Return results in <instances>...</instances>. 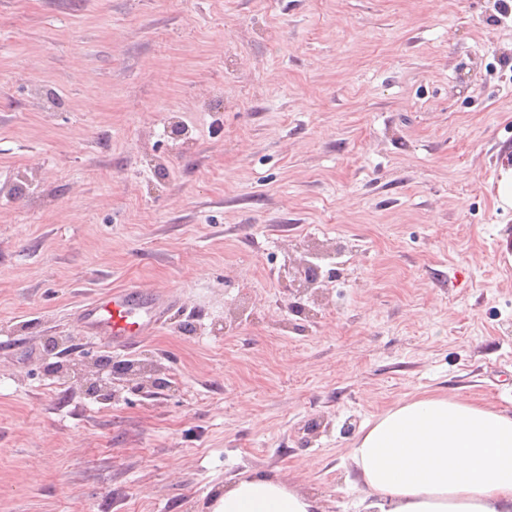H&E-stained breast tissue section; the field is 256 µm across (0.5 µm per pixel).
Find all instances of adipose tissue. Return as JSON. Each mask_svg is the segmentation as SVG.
I'll list each match as a JSON object with an SVG mask.
<instances>
[{
	"mask_svg": "<svg viewBox=\"0 0 512 512\" xmlns=\"http://www.w3.org/2000/svg\"><path fill=\"white\" fill-rule=\"evenodd\" d=\"M371 512H512V414L420 396L367 424L351 450ZM212 512H320L266 474L225 488Z\"/></svg>",
	"mask_w": 512,
	"mask_h": 512,
	"instance_id": "ef3b65f1",
	"label": "adipose tissue"
}]
</instances>
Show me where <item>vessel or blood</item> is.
<instances>
[{"label": "vessel or blood", "instance_id": "b4317fda", "mask_svg": "<svg viewBox=\"0 0 512 512\" xmlns=\"http://www.w3.org/2000/svg\"><path fill=\"white\" fill-rule=\"evenodd\" d=\"M176 309L175 303L145 297L133 288L115 289L81 305L76 319L88 335L103 337L113 349L131 352Z\"/></svg>", "mask_w": 512, "mask_h": 512}]
</instances>
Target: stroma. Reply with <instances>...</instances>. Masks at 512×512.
<instances>
[{
  "label": "stroma",
  "mask_w": 512,
  "mask_h": 512,
  "mask_svg": "<svg viewBox=\"0 0 512 512\" xmlns=\"http://www.w3.org/2000/svg\"><path fill=\"white\" fill-rule=\"evenodd\" d=\"M511 168L499 0H0V512H362L368 422L512 412ZM132 285L127 354L73 313ZM319 500L266 474L244 477L224 488L211 512H322Z\"/></svg>",
  "instance_id": "1"
}]
</instances>
